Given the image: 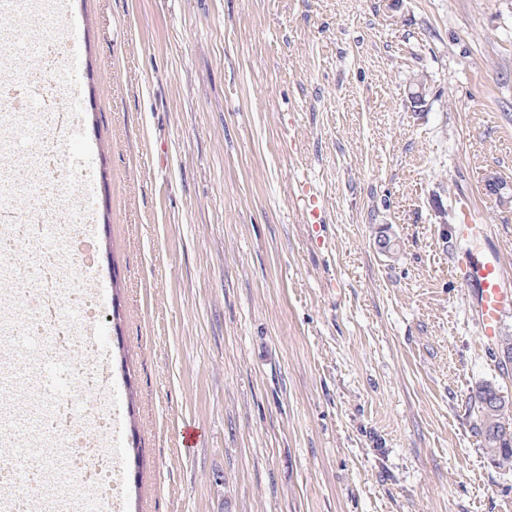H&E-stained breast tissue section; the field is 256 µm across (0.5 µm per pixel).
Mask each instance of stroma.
Instances as JSON below:
<instances>
[{"label": "stroma", "mask_w": 512, "mask_h": 512, "mask_svg": "<svg viewBox=\"0 0 512 512\" xmlns=\"http://www.w3.org/2000/svg\"><path fill=\"white\" fill-rule=\"evenodd\" d=\"M68 8L127 512H512L471 408L512 369L453 270L512 278V0ZM300 194L307 214V223L312 224V229L321 228L325 222L324 198L311 182H303L300 185Z\"/></svg>", "instance_id": "35a3bbf8"}]
</instances>
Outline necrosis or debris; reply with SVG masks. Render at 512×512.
I'll list each match as a JSON object with an SVG mask.
<instances>
[{"label": "necrosis or debris", "mask_w": 512, "mask_h": 512, "mask_svg": "<svg viewBox=\"0 0 512 512\" xmlns=\"http://www.w3.org/2000/svg\"><path fill=\"white\" fill-rule=\"evenodd\" d=\"M16 84L35 95L53 130L71 120L66 100L47 74H24ZM59 157L49 149L36 159L39 192L13 223L0 226V304L16 319L15 336L0 340V374L20 373L32 403L51 401L53 412L35 435L41 448L67 441L71 455L49 470L32 458H16V479L0 484V512H119L120 457L111 443L118 412L110 396L115 381L108 363L92 358L97 348L83 330L100 316L99 300L84 280L90 271L91 243L81 237L55 191ZM54 222L71 248L43 246V226ZM39 249L35 267L18 276L7 261L21 245Z\"/></svg>", "instance_id": "1"}]
</instances>
